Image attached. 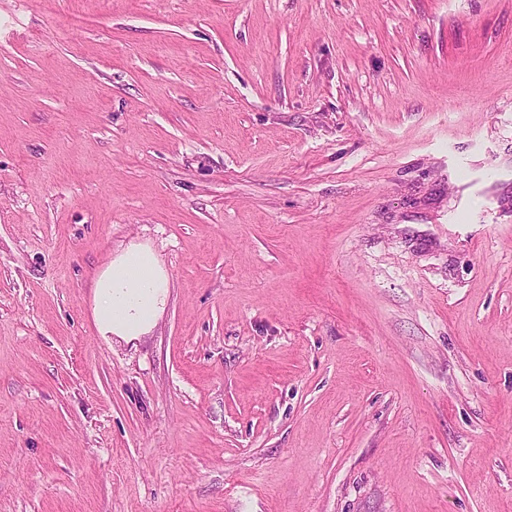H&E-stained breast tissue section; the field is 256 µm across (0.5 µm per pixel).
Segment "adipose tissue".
Returning <instances> with one entry per match:
<instances>
[{"instance_id": "obj_1", "label": "adipose tissue", "mask_w": 512, "mask_h": 512, "mask_svg": "<svg viewBox=\"0 0 512 512\" xmlns=\"http://www.w3.org/2000/svg\"><path fill=\"white\" fill-rule=\"evenodd\" d=\"M170 274L155 248L132 243L92 281V318L102 339L132 343L152 333L170 298Z\"/></svg>"}]
</instances>
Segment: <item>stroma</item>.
<instances>
[{
	"label": "stroma",
	"mask_w": 512,
	"mask_h": 512,
	"mask_svg": "<svg viewBox=\"0 0 512 512\" xmlns=\"http://www.w3.org/2000/svg\"><path fill=\"white\" fill-rule=\"evenodd\" d=\"M0 512H512V0H0ZM170 274L149 242L112 255L92 281V318L105 341L138 342L152 333L170 298Z\"/></svg>",
	"instance_id": "35a3bbf8"
}]
</instances>
